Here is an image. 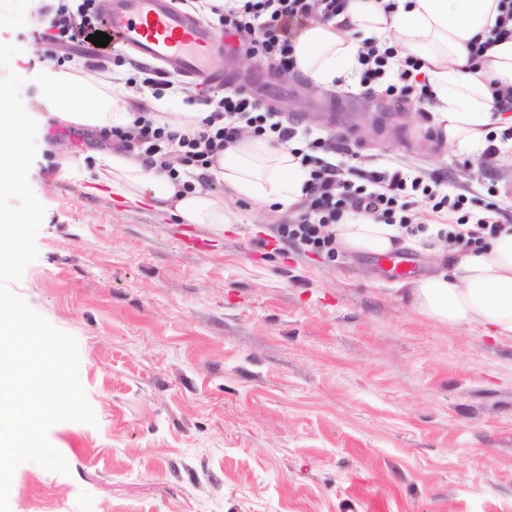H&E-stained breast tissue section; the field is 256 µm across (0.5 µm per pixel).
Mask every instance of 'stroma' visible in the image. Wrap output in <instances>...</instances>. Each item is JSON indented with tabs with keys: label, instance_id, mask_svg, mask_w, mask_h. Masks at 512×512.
<instances>
[{
	"label": "stroma",
	"instance_id": "obj_1",
	"mask_svg": "<svg viewBox=\"0 0 512 512\" xmlns=\"http://www.w3.org/2000/svg\"><path fill=\"white\" fill-rule=\"evenodd\" d=\"M0 44L38 124L28 182L46 215L37 259L11 289L79 346L97 425L65 421L50 443L68 474L21 464L10 512H512V338L414 313L405 279L373 253L335 260L276 240L283 212L216 180L228 224H182L130 205L97 174L118 148L99 128L38 104L51 69L35 0H15ZM125 85L128 52L101 73ZM228 88L258 92L298 130L331 135L343 178L398 163L467 192L512 225V147L458 154L431 114L382 86L329 91L254 57L213 58Z\"/></svg>",
	"mask_w": 512,
	"mask_h": 512
}]
</instances>
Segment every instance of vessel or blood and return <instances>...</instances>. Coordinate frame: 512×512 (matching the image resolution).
<instances>
[{
    "mask_svg": "<svg viewBox=\"0 0 512 512\" xmlns=\"http://www.w3.org/2000/svg\"><path fill=\"white\" fill-rule=\"evenodd\" d=\"M103 26L113 44L160 63L163 71L209 86L224 81L211 60L224 35L171 0H112Z\"/></svg>",
    "mask_w": 512,
    "mask_h": 512,
    "instance_id": "1",
    "label": "vessel or blood"
}]
</instances>
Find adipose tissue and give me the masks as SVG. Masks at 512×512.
Segmentation results:
<instances>
[{
    "mask_svg": "<svg viewBox=\"0 0 512 512\" xmlns=\"http://www.w3.org/2000/svg\"><path fill=\"white\" fill-rule=\"evenodd\" d=\"M384 12L382 0H348L343 12L307 27L294 47L296 69L325 89L351 88L359 79L364 39L395 47L390 71L405 57L421 63L420 79L433 95L432 121L445 145L462 154L484 144L489 128L512 126V116H494L491 81L512 86V40L492 43L472 61L473 37L490 40L499 14L498 0H395ZM43 108L78 125L127 127L132 117L127 95L95 82H77L67 73L49 72L39 95ZM98 173L113 194L135 204L152 200L156 210L184 224H225L224 201L202 188L186 189L167 169L132 152L99 154ZM229 189L288 211L305 196L308 179L297 158L283 146L241 137L210 170ZM337 243L354 253H388L418 240L401 236L388 224L346 219ZM441 271L410 282L408 299L418 314L439 323L478 327L491 336L512 337V230L476 248L438 251Z\"/></svg>",
    "mask_w": 512,
    "mask_h": 512,
    "instance_id": "ef3b65f1",
    "label": "adipose tissue"
}]
</instances>
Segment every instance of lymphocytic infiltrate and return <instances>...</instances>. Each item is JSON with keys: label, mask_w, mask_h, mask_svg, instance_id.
<instances>
[{"label": "lymphocytic infiltrate", "mask_w": 512, "mask_h": 512, "mask_svg": "<svg viewBox=\"0 0 512 512\" xmlns=\"http://www.w3.org/2000/svg\"><path fill=\"white\" fill-rule=\"evenodd\" d=\"M347 0H192V9L205 17H217L225 35L235 37L238 46L274 69L295 71L294 43L311 24L326 22L342 12ZM100 29L97 0H57L49 20L38 37L48 47V55L63 63L59 51L86 42ZM210 113L201 125L180 133L168 124L138 110L127 129H114L125 149L158 157L163 167L175 160L195 162L202 169L214 166L224 151L238 142L242 132L255 139L290 147L308 171L305 196L297 209L274 225L276 239L297 245L301 250L336 257V226L347 215L358 213L381 224H395L407 234L425 232L416 221L408 198L423 195L433 213L448 212L455 222L450 230L438 231V241L454 246L459 242L478 245L486 237L498 235L501 209L486 204L481 212L467 211L469 198L439 193L424 177L404 175L401 168L387 167L364 172V182L353 185L343 179L335 165L323 155L335 151V138L311 137L298 132L259 97L243 89L221 95H204Z\"/></svg>", "instance_id": "1"}]
</instances>
